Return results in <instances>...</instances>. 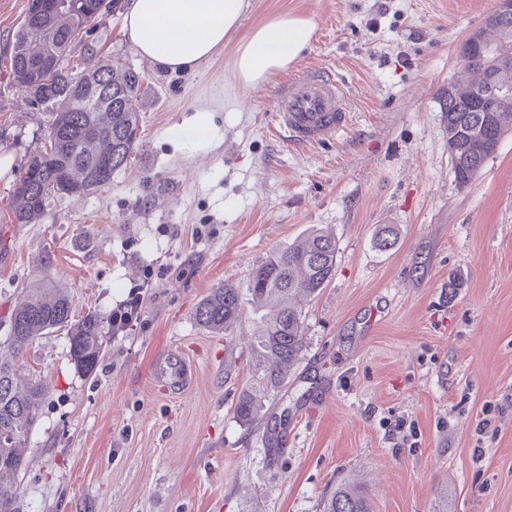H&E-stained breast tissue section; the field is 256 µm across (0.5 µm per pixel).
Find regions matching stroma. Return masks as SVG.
Listing matches in <instances>:
<instances>
[{"label":"stroma","instance_id":"1","mask_svg":"<svg viewBox=\"0 0 512 512\" xmlns=\"http://www.w3.org/2000/svg\"><path fill=\"white\" fill-rule=\"evenodd\" d=\"M128 3L99 21L94 52L79 43L71 56L142 74L138 148L110 187L18 225L15 169L51 115L9 75L28 0H0V155L14 164L0 176V339L44 277L79 316L141 304L132 327L105 336L92 374L63 333L28 349L21 374L47 394L22 450L19 512H321L342 481L373 512H512V133L460 186L445 108L460 45L496 0H248L223 52L189 72L137 53ZM285 13L312 19L311 46L244 85L235 56ZM305 67L347 84L352 117L334 140L296 149L268 113ZM198 108L216 126L205 152L170 139ZM387 226L396 240L382 250ZM314 227L336 238V272L304 309L303 358L271 407L280 429L240 426L261 313L244 301L230 346L195 308ZM167 355L193 365L185 389L155 380Z\"/></svg>","mask_w":512,"mask_h":512}]
</instances>
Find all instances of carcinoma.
Instances as JSON below:
<instances>
[{
  "label": "carcinoma",
  "instance_id": "1",
  "mask_svg": "<svg viewBox=\"0 0 512 512\" xmlns=\"http://www.w3.org/2000/svg\"><path fill=\"white\" fill-rule=\"evenodd\" d=\"M113 0H41L25 14L13 34L9 70L14 84L30 101L52 112L42 146L21 166L12 190L16 224H36L46 207L67 195L84 197L112 183V173L126 166L135 152L140 123V74L132 67L102 60L80 69L70 62L74 44L84 41ZM512 55V21L482 35L467 49L465 71L448 81V155L456 182L469 184L497 143L512 129V65L499 72L495 94L478 101V72L489 58L487 49ZM52 55L53 61L37 58ZM336 238L322 228L304 240L270 252L252 269L246 289L224 283L199 303L195 319L202 327L231 341L242 317L243 293L268 309L249 350V385L234 405L243 426L260 422L302 360L301 330L305 304L333 278ZM112 316L73 313V298L49 280L25 289L12 311L8 337L0 343V512H19L22 445L33 430L44 388L37 381L18 383L21 360L39 338L65 332L71 357L86 374L94 371ZM323 512H370L367 496L349 482H340L323 500Z\"/></svg>",
  "mask_w": 512,
  "mask_h": 512
}]
</instances>
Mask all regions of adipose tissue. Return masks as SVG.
<instances>
[{
	"mask_svg": "<svg viewBox=\"0 0 512 512\" xmlns=\"http://www.w3.org/2000/svg\"><path fill=\"white\" fill-rule=\"evenodd\" d=\"M245 0H131L124 29L138 53L163 69L190 71L224 49ZM315 26L308 17L283 14L253 30L234 61L248 85L263 81L307 50Z\"/></svg>",
	"mask_w": 512,
	"mask_h": 512,
	"instance_id": "1",
	"label": "adipose tissue"
}]
</instances>
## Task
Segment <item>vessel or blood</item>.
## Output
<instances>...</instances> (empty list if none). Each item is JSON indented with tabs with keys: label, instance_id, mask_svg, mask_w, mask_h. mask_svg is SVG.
<instances>
[{
	"label": "vessel or blood",
	"instance_id": "1",
	"mask_svg": "<svg viewBox=\"0 0 512 512\" xmlns=\"http://www.w3.org/2000/svg\"><path fill=\"white\" fill-rule=\"evenodd\" d=\"M351 120L349 93L332 72L309 68L291 74L277 93L269 124L287 144L296 148L317 146L330 141ZM156 376L184 387L193 379L186 361L166 357Z\"/></svg>",
	"mask_w": 512,
	"mask_h": 512
}]
</instances>
